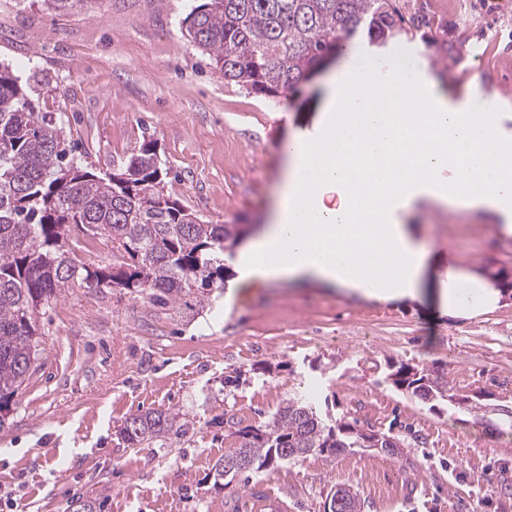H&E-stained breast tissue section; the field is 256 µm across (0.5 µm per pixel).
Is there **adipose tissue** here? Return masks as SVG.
<instances>
[{
	"label": "adipose tissue",
	"mask_w": 512,
	"mask_h": 512,
	"mask_svg": "<svg viewBox=\"0 0 512 512\" xmlns=\"http://www.w3.org/2000/svg\"><path fill=\"white\" fill-rule=\"evenodd\" d=\"M316 136L281 147L271 221L238 254L240 280L308 277L381 300L416 297L427 254L402 216L428 201L494 214L512 234V145L486 102H452L428 72L357 45L330 71Z\"/></svg>",
	"instance_id": "adipose-tissue-1"
}]
</instances>
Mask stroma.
Instances as JSON below:
<instances>
[{
	"label": "stroma",
	"mask_w": 512,
	"mask_h": 512,
	"mask_svg": "<svg viewBox=\"0 0 512 512\" xmlns=\"http://www.w3.org/2000/svg\"><path fill=\"white\" fill-rule=\"evenodd\" d=\"M406 33L357 46L392 59L416 48L420 69L452 99L486 100L512 143V0H395ZM188 0H85L64 14L43 0H0V63L39 114L64 124L72 156L111 171L156 144L172 197L214 224L266 223L282 172L279 144L314 128L322 75L275 98L226 83L181 30ZM403 222L429 249L422 295L382 303L311 280L243 283L225 253L224 290L209 305L161 310L113 288L69 290L41 318L43 365L0 429V512H325L339 485L365 512H512V431L489 405L512 407V236L484 211L423 202ZM477 274L498 293L472 313L463 294L442 313L440 275ZM437 367L477 395L476 413L429 409L398 391L392 367ZM317 410L393 431L406 461L369 448L318 453L218 490L214 462L233 434L267 422L293 393ZM175 408L185 433L145 448L123 443L126 419Z\"/></svg>",
	"instance_id": "1"
}]
</instances>
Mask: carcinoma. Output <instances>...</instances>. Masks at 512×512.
<instances>
[{"instance_id": "carcinoma-1", "label": "carcinoma", "mask_w": 512, "mask_h": 512, "mask_svg": "<svg viewBox=\"0 0 512 512\" xmlns=\"http://www.w3.org/2000/svg\"><path fill=\"white\" fill-rule=\"evenodd\" d=\"M181 25L224 80L268 98L342 56L360 31L380 44L405 31L393 0H191ZM166 177L152 141L104 177L83 170L69 158L62 122L38 115L18 77L0 65V428L44 352L39 315L69 289L121 288L173 307L191 295L203 306L224 287V253L247 229L202 220L168 194ZM73 227L112 239V267L92 268L72 256ZM391 377L415 399H433L432 407L446 397L480 410L429 368L402 364ZM180 416L170 408L132 415L121 438L148 447L181 430ZM235 436L213 466L216 488L314 453L370 446L405 456L399 437L378 430L368 445L358 419L326 420L304 394ZM337 492L336 512H363L365 502L349 487Z\"/></svg>"}]
</instances>
